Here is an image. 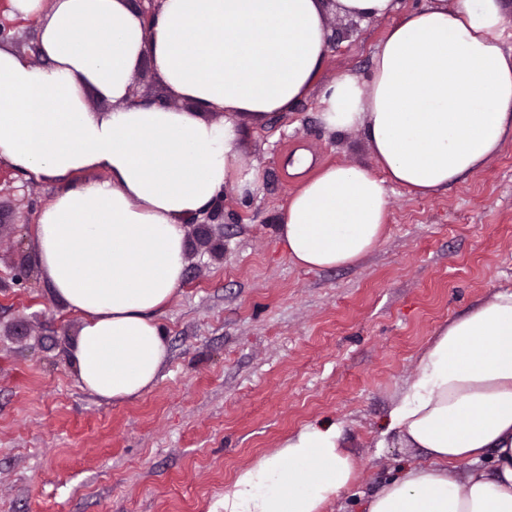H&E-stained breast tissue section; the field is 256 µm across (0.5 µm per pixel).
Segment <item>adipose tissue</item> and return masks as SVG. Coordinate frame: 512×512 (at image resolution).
Here are the masks:
<instances>
[{
    "mask_svg": "<svg viewBox=\"0 0 512 512\" xmlns=\"http://www.w3.org/2000/svg\"><path fill=\"white\" fill-rule=\"evenodd\" d=\"M396 8L162 0L148 29L129 0H10V16L37 19L42 59L0 46V160L65 185L36 239L55 294L84 320L71 353L81 388L122 402L156 383L169 356L157 316L185 274L183 220L222 188L256 182L242 124L262 126L315 91L326 129L362 131L370 145L376 169L323 167L287 200L278 237L308 270L376 249L389 185L436 194L512 139L506 0H431L390 28L369 82L319 84L328 12L365 20ZM145 58L181 106L127 105ZM87 86L113 110L93 111ZM383 433L427 461L403 468L363 512H512V285L435 330ZM356 479L341 428L323 419L241 470L224 512H327Z\"/></svg>",
    "mask_w": 512,
    "mask_h": 512,
    "instance_id": "ef3b65f1",
    "label": "adipose tissue"
}]
</instances>
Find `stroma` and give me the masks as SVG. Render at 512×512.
I'll return each instance as SVG.
<instances>
[{"label":"stroma","mask_w":512,"mask_h":512,"mask_svg":"<svg viewBox=\"0 0 512 512\" xmlns=\"http://www.w3.org/2000/svg\"><path fill=\"white\" fill-rule=\"evenodd\" d=\"M392 18L328 13L320 74L368 80ZM241 147L256 188L224 190L223 254L188 250L185 278L158 318L170 353L142 396L106 403L80 388L70 350L81 316L42 271L32 226L59 183L6 166L0 184V512H220L240 469L323 418L339 422L358 480L333 512L423 452L383 442L382 424L416 378L434 331L512 282V140L479 171L418 197L395 189L384 237L357 264L294 265L277 238L289 195L338 163L374 167L362 132H330L315 97ZM313 164L290 174L287 157ZM26 287L10 276L21 262Z\"/></svg>","instance_id":"35a3bbf8"}]
</instances>
